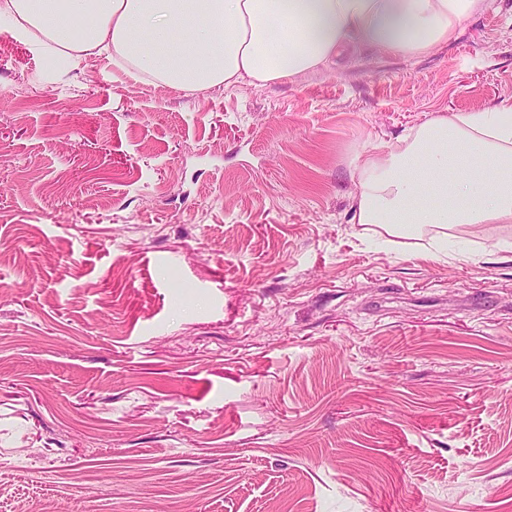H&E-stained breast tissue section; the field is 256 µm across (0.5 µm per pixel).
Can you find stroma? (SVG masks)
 <instances>
[{
  "label": "stroma",
  "mask_w": 512,
  "mask_h": 512,
  "mask_svg": "<svg viewBox=\"0 0 512 512\" xmlns=\"http://www.w3.org/2000/svg\"><path fill=\"white\" fill-rule=\"evenodd\" d=\"M512 99V0L185 93L0 30V512H512V225L367 236L356 152Z\"/></svg>",
  "instance_id": "1"
}]
</instances>
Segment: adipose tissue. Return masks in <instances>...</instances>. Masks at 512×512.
Returning <instances> with one entry per match:
<instances>
[{"label":"adipose tissue","instance_id":"1","mask_svg":"<svg viewBox=\"0 0 512 512\" xmlns=\"http://www.w3.org/2000/svg\"><path fill=\"white\" fill-rule=\"evenodd\" d=\"M493 0H0V26L74 61L187 93L264 86L366 45L405 58L455 40ZM355 223L440 243L512 224V104L430 118L354 158Z\"/></svg>","mask_w":512,"mask_h":512}]
</instances>
